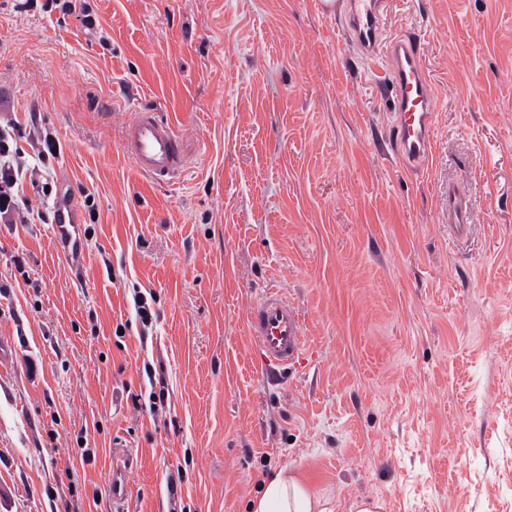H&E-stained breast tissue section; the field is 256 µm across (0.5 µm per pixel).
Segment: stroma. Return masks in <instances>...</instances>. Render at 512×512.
Segmentation results:
<instances>
[{"label":"stroma","mask_w":512,"mask_h":512,"mask_svg":"<svg viewBox=\"0 0 512 512\" xmlns=\"http://www.w3.org/2000/svg\"><path fill=\"white\" fill-rule=\"evenodd\" d=\"M44 2L0 0V110L61 145L42 168L26 147L31 218L0 223V512H112L119 447L127 512H248L282 469L331 512H512V0H389L439 91L416 173L380 63L311 0H93L94 28ZM143 107L181 136L172 182L123 152ZM64 179L94 198L76 268L44 220ZM272 286L309 346L277 383L246 330ZM444 217L445 222H448L449 240L452 243L469 236L472 227L470 201L467 194L455 184H448ZM134 463V455L124 449L115 450V461L109 479L113 512H125L128 500L127 472Z\"/></svg>","instance_id":"35a3bbf8"}]
</instances>
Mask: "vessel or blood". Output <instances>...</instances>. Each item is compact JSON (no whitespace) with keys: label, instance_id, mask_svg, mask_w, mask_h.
<instances>
[{"label":"vessel or blood","instance_id":"b4317fda","mask_svg":"<svg viewBox=\"0 0 512 512\" xmlns=\"http://www.w3.org/2000/svg\"><path fill=\"white\" fill-rule=\"evenodd\" d=\"M323 15L343 24V32L364 59L383 60L385 86L390 92L393 150L404 166L418 169L428 164L435 129L437 93L425 66L422 45L410 31L384 37L383 16L388 0H317ZM123 150L143 177L159 181L183 172L187 158L172 122L156 113L138 112L128 124ZM55 240L60 254L79 265L83 240L79 228L82 207L68 185H61L53 207ZM451 242L466 239L472 227L467 194L449 185L444 212ZM258 354L257 370L263 374L297 369L306 355L302 314L280 291L269 290L251 307L246 323ZM134 457L115 452L109 479L113 512H126L127 472Z\"/></svg>","mask_w":512,"mask_h":512}]
</instances>
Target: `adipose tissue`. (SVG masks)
I'll list each match as a JSON object with an SVG mask.
<instances>
[{
    "label": "adipose tissue",
    "mask_w": 512,
    "mask_h": 512,
    "mask_svg": "<svg viewBox=\"0 0 512 512\" xmlns=\"http://www.w3.org/2000/svg\"><path fill=\"white\" fill-rule=\"evenodd\" d=\"M250 512H329L326 501L297 472L280 471L264 480Z\"/></svg>",
    "instance_id": "1"
}]
</instances>
